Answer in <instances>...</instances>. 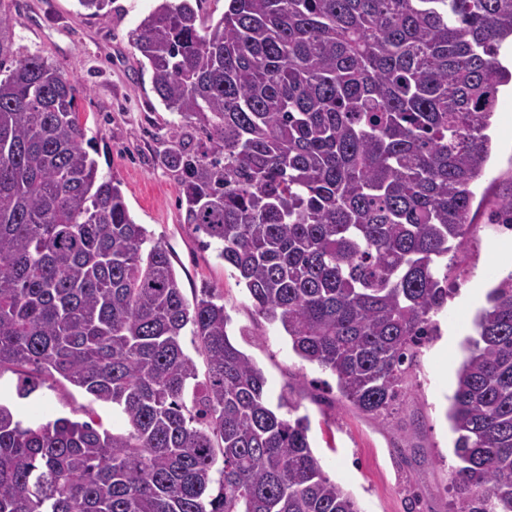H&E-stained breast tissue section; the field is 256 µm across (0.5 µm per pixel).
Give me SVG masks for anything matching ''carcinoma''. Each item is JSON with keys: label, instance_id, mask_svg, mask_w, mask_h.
I'll use <instances>...</instances> for the list:
<instances>
[{"label": "carcinoma", "instance_id": "cac0c4a2", "mask_svg": "<svg viewBox=\"0 0 512 512\" xmlns=\"http://www.w3.org/2000/svg\"><path fill=\"white\" fill-rule=\"evenodd\" d=\"M162 0L131 33L182 118L163 154L184 223L220 244L255 311L395 409L452 293L490 157L512 0ZM0 16V370L25 398L60 377L119 411L26 422L0 404V512H360L274 410L212 289L99 173L79 90L13 51ZM446 416L453 512H512V273L486 297ZM190 329L207 373L185 352Z\"/></svg>", "mask_w": 512, "mask_h": 512}]
</instances>
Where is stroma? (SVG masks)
<instances>
[{
    "instance_id": "35a3bbf8",
    "label": "stroma",
    "mask_w": 512,
    "mask_h": 512,
    "mask_svg": "<svg viewBox=\"0 0 512 512\" xmlns=\"http://www.w3.org/2000/svg\"><path fill=\"white\" fill-rule=\"evenodd\" d=\"M155 6L156 0H111L100 16L77 0H0V15L10 21L14 50L42 56L80 87V120L97 149L100 173L118 183L134 221L168 249L185 297L204 287L220 297L230 339L262 369L270 402L283 394L296 402V416L309 421L313 453L360 512H448L456 464L449 398L484 294L512 272V231L495 221L499 193L512 185V87L499 92L491 159L474 188L475 226L457 258L455 292L438 317L441 334L425 348L395 412L378 417L351 406L335 375L292 350L283 330L256 313L217 245L185 223L179 188L161 161L181 118L156 97L151 72L130 43L131 31ZM475 287L481 298H472ZM16 383L15 373H0V403L24 419L91 418L107 429L123 428L110 405L66 380L24 399Z\"/></svg>"
}]
</instances>
